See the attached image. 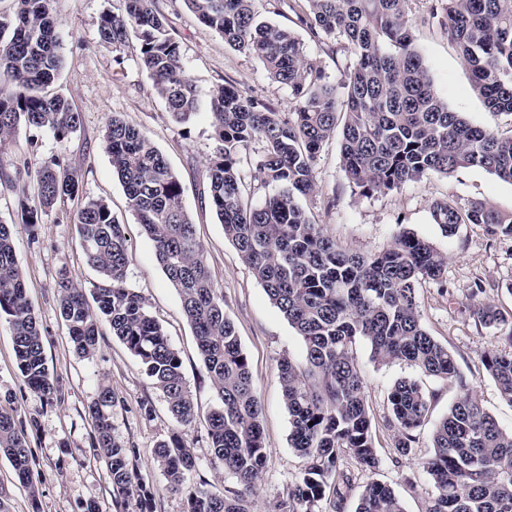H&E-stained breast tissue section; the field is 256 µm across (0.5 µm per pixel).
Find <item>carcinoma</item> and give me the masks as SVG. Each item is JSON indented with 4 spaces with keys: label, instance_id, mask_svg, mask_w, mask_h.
<instances>
[{
    "label": "carcinoma",
    "instance_id": "obj_1",
    "mask_svg": "<svg viewBox=\"0 0 512 512\" xmlns=\"http://www.w3.org/2000/svg\"><path fill=\"white\" fill-rule=\"evenodd\" d=\"M198 20L229 46L258 57L270 76L288 86L294 112L285 115L233 86L211 90L209 120L214 148L207 164L209 205L272 303L301 337L305 363L278 362V377L290 416L291 447L307 460L288 498L292 512H315L323 500L341 512L350 457L363 471L378 467L363 375L354 348L370 346L379 364L408 362L459 390L448 414L435 426L431 452L422 462L432 479L424 512H512V431L487 413L460 373L454 354L424 328L416 299L423 280L443 282L447 258L428 241L403 231L392 246L369 256L339 249L313 224L299 197L316 188L315 164L323 144L340 136L350 182L363 195L385 193L431 174L453 175L478 167L512 184V136L500 137L452 112L436 94L414 46L408 0H305L301 21L313 38L347 44L353 56L342 88L324 80L314 58L287 29L259 20L258 0H181ZM448 39L469 67L473 87L496 112L512 114V0H438ZM140 40V61L168 112L179 122L197 113L199 92L186 76L179 43L154 0H125V11L105 13L98 42L105 48ZM61 35L51 0H15L0 16V148L20 125L47 130L62 142L81 126V114L46 88L57 76ZM106 149L156 258L180 296L219 404L207 416L212 462L239 489L217 494L187 475L195 457L180 434L159 443L154 455L167 489L181 493L186 512H251L266 453L261 403L249 362L232 322L224 293L213 281L195 225L186 211L176 173L149 138L112 117ZM262 144L256 160L261 187L271 189L257 206L245 201L239 163L242 150ZM38 203L20 200L22 222L36 230L42 214L80 193L78 178L56 156L33 172ZM442 232L461 224H483L493 236L512 237V213L477 202L465 210L450 201L433 205ZM80 245L99 276L95 306L63 277L59 313L74 350L95 354L99 321L138 357L161 390L171 414L183 425L195 420L179 352L149 314L145 300L127 286V246L108 206L89 199L77 213ZM471 313L487 328L509 318L496 307L474 302ZM8 320L24 384L42 396L54 393L37 317L27 297L9 225L0 224V316ZM482 365L502 400L512 406V350L487 352ZM389 426L395 450L405 456L425 422L430 400L414 380L389 393ZM115 397L101 388L89 412L94 448L107 461L112 487L137 496L140 512H154L155 492L136 470L137 450L113 434ZM0 453L22 484H32L23 424L0 407ZM336 474V483L328 477ZM355 512H405L388 485L368 482Z\"/></svg>",
    "mask_w": 512,
    "mask_h": 512
}]
</instances>
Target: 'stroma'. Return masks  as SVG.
<instances>
[{"mask_svg": "<svg viewBox=\"0 0 512 512\" xmlns=\"http://www.w3.org/2000/svg\"><path fill=\"white\" fill-rule=\"evenodd\" d=\"M409 12L419 20L415 45L424 59L433 87L449 109L488 131L512 133V114L488 108L473 90L472 75L434 17L436 0H409ZM168 29L182 48L187 77L201 94L235 86L269 106L293 110L290 90L276 82L255 56L234 50L221 35L198 21L182 0H156ZM302 0H260L263 20L290 30L316 59L329 81L340 82L353 61L341 44H324L311 37L299 20ZM53 16L63 34V66L50 85L51 94L67 99L81 113L80 128L59 142L44 131L19 128L12 144L0 150V169L12 173L0 181V222L13 228L16 257L24 273L27 297L37 315L47 367L55 386L50 397L30 391L17 367L11 329L0 318V407L22 421L32 458L33 488L13 475L0 455V487L5 488L12 512H84L96 503L100 512H139L136 497L114 491L105 461L93 450L95 424L88 406L100 387L115 395L113 433L137 449V471L156 492V512H185L181 494L168 491L153 450L173 433L182 434L196 459L189 482L206 481L213 490L236 489L235 479L212 463L206 417L217 397L197 350L179 295L159 265L154 244L142 232L123 187L112 172L105 148V131L112 115L135 124L164 155L177 174L183 198L215 282L224 292V311L233 322L246 354L262 405L261 427L266 463L254 498L255 512H288V493L304 471L305 459L290 446L291 423L284 406L277 363L287 357L305 359L302 339L269 300L238 251L224 237L208 203L206 166L214 140L206 109L190 121L175 122L141 67L139 42L129 39L117 48L99 45L97 29L103 13H120L123 0H53ZM54 156L65 158L75 171L80 193L47 212L37 229L21 221L19 202L32 195L33 181L26 165ZM317 188L300 203L312 223L321 225L343 249L374 254L388 249L400 229L430 241L447 258L446 280L418 285L422 322L431 336L448 345L460 372L469 380L484 409L512 431V406L504 402L486 373L482 355L508 349L506 330L476 323L472 300L512 313V238L489 236L483 225L462 224L445 236L432 218L434 203L453 200L460 209L482 201L512 212V184L480 168H467L445 177L430 175L388 193L361 195L344 170L339 138L326 142L315 168ZM104 201L128 239L127 280L145 299L150 314L179 352L183 375L198 411L196 420L182 426L168 410L162 392L146 375L140 360L101 325L98 349L79 356L58 310L60 274L84 290H92L98 275L84 260L75 224L85 201ZM358 363L365 375L366 403L378 458L376 471H359L352 459L343 468L352 477L342 512H355L364 486L372 480L392 487L406 512H422L431 480L422 462L431 451L434 426L456 401V387L425 375L404 361L387 365L371 359L366 342L357 345ZM402 379L416 380L430 397V410L411 452L399 456L392 431L388 394Z\"/></svg>", "mask_w": 512, "mask_h": 512, "instance_id": "1", "label": "stroma"}]
</instances>
